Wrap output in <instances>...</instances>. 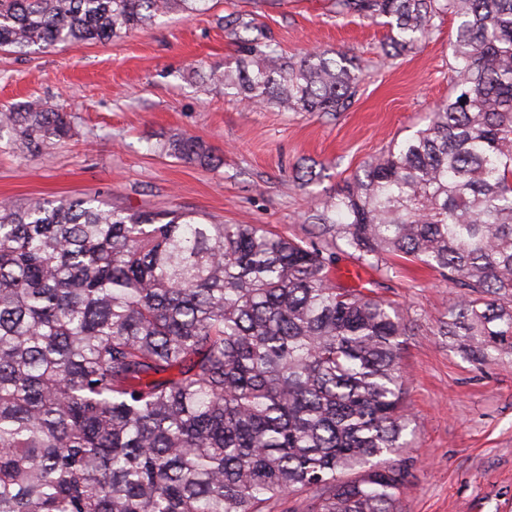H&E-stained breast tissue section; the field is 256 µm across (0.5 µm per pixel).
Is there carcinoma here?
Here are the masks:
<instances>
[{"instance_id": "obj_1", "label": "carcinoma", "mask_w": 512, "mask_h": 512, "mask_svg": "<svg viewBox=\"0 0 512 512\" xmlns=\"http://www.w3.org/2000/svg\"><path fill=\"white\" fill-rule=\"evenodd\" d=\"M202 0H0V50L105 42ZM385 19L393 55L457 20V79L424 128L371 158L309 240L185 210L79 197L0 203V512H397L410 485L400 362L409 325L336 252L423 264L461 288L441 326L482 360L512 354V0H335ZM254 31L240 39L239 30ZM242 102L344 112L352 58L287 56L255 21ZM18 149L71 139L66 112L0 108ZM160 151L215 168L202 139Z\"/></svg>"}]
</instances>
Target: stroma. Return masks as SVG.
Masks as SVG:
<instances>
[{
	"label": "stroma",
	"mask_w": 512,
	"mask_h": 512,
	"mask_svg": "<svg viewBox=\"0 0 512 512\" xmlns=\"http://www.w3.org/2000/svg\"><path fill=\"white\" fill-rule=\"evenodd\" d=\"M241 15L286 54L352 56L362 82L351 107L281 112L246 106L220 86L199 93L192 71L236 67L242 52L226 31ZM455 32L443 19L420 48L389 59L387 27L336 16L334 0H208L190 18L172 14L102 44L0 51V106L37 98L68 112L77 131L38 156L0 137V202L95 196L129 213L190 210L309 239L313 215L344 181L447 97ZM182 131L213 146L222 164L162 155L160 143ZM300 166L316 173L308 185L292 178ZM369 278L410 327L400 359L415 435L400 460L413 479L399 512H512V356L468 360L440 335L460 292L435 271L396 260Z\"/></svg>",
	"instance_id": "35a3bbf8"
}]
</instances>
